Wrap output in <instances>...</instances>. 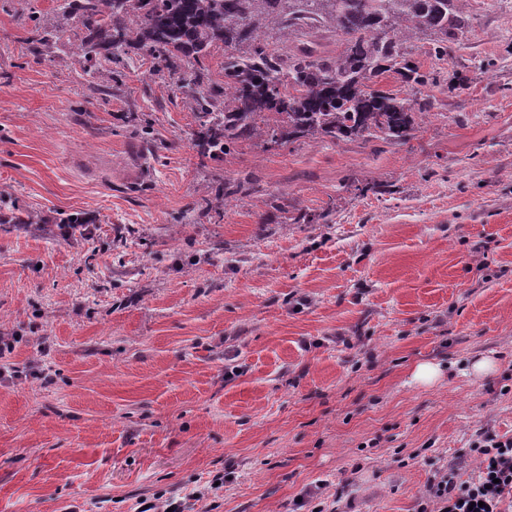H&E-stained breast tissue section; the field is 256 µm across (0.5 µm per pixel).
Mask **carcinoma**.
<instances>
[{
    "mask_svg": "<svg viewBox=\"0 0 512 512\" xmlns=\"http://www.w3.org/2000/svg\"><path fill=\"white\" fill-rule=\"evenodd\" d=\"M467 0H62L63 13L82 19L86 35L69 54L94 89L119 80L133 51L156 60L155 72L178 77L194 102V142L203 160L218 161L239 147L282 144L299 138H379L406 143L429 107L422 88L430 75L411 61L407 44L431 37L434 55L470 27ZM26 41L50 51L58 40L28 14ZM315 23L347 36L335 56L307 45L288 54L259 42L271 33L282 44ZM224 46V86L213 84L203 58ZM398 74L412 96L376 88L387 72ZM243 182L207 191L199 211L224 216Z\"/></svg>",
    "mask_w": 512,
    "mask_h": 512,
    "instance_id": "1",
    "label": "carcinoma"
}]
</instances>
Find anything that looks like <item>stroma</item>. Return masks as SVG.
I'll list each match as a JSON object with an SVG mask.
<instances>
[{"label": "stroma", "instance_id": "obj_1", "mask_svg": "<svg viewBox=\"0 0 512 512\" xmlns=\"http://www.w3.org/2000/svg\"><path fill=\"white\" fill-rule=\"evenodd\" d=\"M57 5L0 0V512H136L219 473L195 512H311L320 480L336 512H417L439 471L472 476V442L512 436V0H470L444 57L409 48L437 81L407 143L205 165L192 99L140 52L90 91ZM74 214L79 246L51 223ZM424 361L434 384L410 380ZM28 19L32 25L28 31L30 36L26 38V41L36 45L35 48L43 49L47 53H50V50L58 40L57 34L54 30H50L43 26L38 13L32 11V9L28 14ZM247 186H246V184ZM250 182L224 183L222 187L207 191L199 201V211L202 216L208 218H221L224 216V207L228 197L232 194L248 192Z\"/></svg>", "mask_w": 512, "mask_h": 512}]
</instances>
